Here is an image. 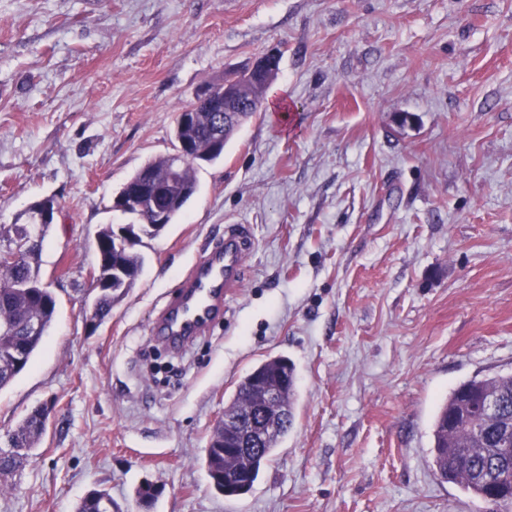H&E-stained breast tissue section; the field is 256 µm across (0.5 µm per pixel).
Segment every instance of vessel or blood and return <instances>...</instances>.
Returning <instances> with one entry per match:
<instances>
[{"label": "vessel or blood", "mask_w": 512, "mask_h": 512, "mask_svg": "<svg viewBox=\"0 0 512 512\" xmlns=\"http://www.w3.org/2000/svg\"><path fill=\"white\" fill-rule=\"evenodd\" d=\"M250 246L249 232L239 224L204 247L156 319L155 338L175 348L209 331L224 314L225 298L240 286Z\"/></svg>", "instance_id": "vessel-or-blood-1"}]
</instances>
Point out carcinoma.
<instances>
[{
    "mask_svg": "<svg viewBox=\"0 0 512 512\" xmlns=\"http://www.w3.org/2000/svg\"><path fill=\"white\" fill-rule=\"evenodd\" d=\"M271 85L267 79L255 82L240 80L238 95L252 105L244 119L251 118L259 111ZM194 104H185L176 114L174 140L180 142L189 138L196 145L199 157L180 166L179 172L172 173V156L163 155L146 163L133 173L120 187L125 190L136 183L143 173H151L161 183H168L175 176L174 184L166 188L164 209L167 220L164 224H142L137 241H117L114 226L105 225L98 233L96 248L98 264L103 272H112V285L100 290L90 309L91 319L104 321L112 309L120 304L140 279L145 255L138 249L143 238H154L166 230L183 214L186 205L198 191L197 172L205 164H213L224 156L209 151L210 135L214 129L223 133L224 142H229L234 129H224V123L217 122L216 112L195 113V123L183 126L184 113L192 111ZM29 219L23 224H0L6 231L3 240L11 244L29 237ZM40 250L30 253L21 264L0 262V389L9 385L18 375L31 366L33 358L50 329L56 314V298L36 284L42 282L38 262ZM40 326L39 332L31 333L32 324ZM295 375L293 365L285 357L267 359L254 367L242 380L225 416L235 418L246 416L254 408L248 390L253 377L274 379ZM493 396L498 401L495 414L478 419L477 427L464 423L452 424V418L463 417L472 412V402L481 395ZM295 386L288 385L280 390L281 404L288 408L290 417L279 425L278 434L263 445V450L246 459L233 461L241 474L244 486L252 488L262 467L276 449L279 441L288 434L292 426V399ZM54 409V403L45 402L29 411L21 422L10 431L9 450L0 452V487L27 461L46 432V421ZM433 463L437 472L447 481L458 484L465 491L482 499L488 496L499 498L500 512H512V455L503 458L498 452L500 440L508 438L512 443V374H498L487 378H474L453 390L441 406L435 419L433 431ZM206 454V467L216 492L224 494V432L214 428ZM76 512H112V497L102 490L86 494L78 502Z\"/></svg>",
    "mask_w": 512,
    "mask_h": 512,
    "instance_id": "carcinoma-1",
    "label": "carcinoma"
}]
</instances>
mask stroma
I'll use <instances>...</instances> for the list:
<instances>
[{
    "instance_id": "1",
    "label": "stroma",
    "mask_w": 512,
    "mask_h": 512,
    "mask_svg": "<svg viewBox=\"0 0 512 512\" xmlns=\"http://www.w3.org/2000/svg\"><path fill=\"white\" fill-rule=\"evenodd\" d=\"M272 50L268 107L89 330L97 233L129 221L115 192L172 151L206 82ZM44 197L57 312L0 390V435L55 409L0 512L93 490L112 512H487L437 475L432 428L454 388L512 372V0H0V224ZM234 224L252 245L223 321L168 348L155 318ZM278 355L293 425L250 492L221 496L215 422Z\"/></svg>"
}]
</instances>
